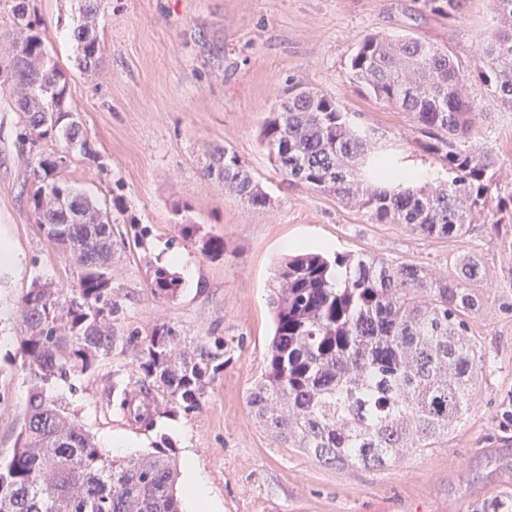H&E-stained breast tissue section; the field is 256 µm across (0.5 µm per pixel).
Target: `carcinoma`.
I'll return each mask as SVG.
<instances>
[{
    "instance_id": "obj_1",
    "label": "carcinoma",
    "mask_w": 512,
    "mask_h": 512,
    "mask_svg": "<svg viewBox=\"0 0 512 512\" xmlns=\"http://www.w3.org/2000/svg\"><path fill=\"white\" fill-rule=\"evenodd\" d=\"M9 2L5 35L16 68L0 81V94L20 112V136L34 144L60 141L70 158L95 160L69 107L66 75L53 62L41 65L46 27L31 17L29 0ZM492 2L495 22L480 36L481 64L472 79L495 106L512 112V0ZM465 3L419 0V8L457 19ZM97 9V0H84V22L72 31L85 71L103 52ZM349 68L355 86L411 116L420 133L414 143L445 176L434 186L419 184L400 162L404 145L379 143L378 132L354 123L334 97L290 85L260 130L269 162L288 183L347 200L373 224H405L427 238L461 237L482 212L512 207V191L500 195L499 155L470 142L477 113L448 51L369 34ZM67 169L54 153L33 173L35 223L69 253L76 278L66 285L37 280L16 305L30 381L16 446L0 456V512H183L179 464L167 437L150 452L114 459L71 416L64 396L51 391L112 351L117 311L110 212L75 188ZM203 176L223 182L224 194L248 207L270 202L245 161L226 148L213 149ZM199 232L197 224L179 223L182 240L199 243L207 255L224 254V238ZM455 266L448 277L367 254L310 251L283 261L270 299L274 335L247 398L265 431L341 467H397L409 452L440 447L475 404L473 382L486 363L467 321L480 307L469 285L481 266L469 256ZM148 288L155 298L172 299L179 279L155 266ZM231 350L222 336L199 341L158 322L135 360L144 399L137 404L123 389L114 396L118 406L147 428L154 403L190 412Z\"/></svg>"
}]
</instances>
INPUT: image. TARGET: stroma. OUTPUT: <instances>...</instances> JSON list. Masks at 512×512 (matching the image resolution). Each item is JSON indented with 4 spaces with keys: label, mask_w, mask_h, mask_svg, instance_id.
Masks as SVG:
<instances>
[{
    "label": "stroma",
    "mask_w": 512,
    "mask_h": 512,
    "mask_svg": "<svg viewBox=\"0 0 512 512\" xmlns=\"http://www.w3.org/2000/svg\"><path fill=\"white\" fill-rule=\"evenodd\" d=\"M47 28L48 50L66 73L68 102L99 153L75 159V185L114 200L112 263L114 342L85 373L55 386L99 445L128 441L134 454L168 437L178 459L193 456L220 512H474L512 497V209L483 213L465 236L426 238L402 224H373L336 196L289 184L267 159L260 128L278 93L303 84L332 95L344 111L379 135L409 140L413 123L356 91L348 63L368 34L413 37L447 48L460 68L479 62L490 28L491 0H467L461 19L419 13L416 0H100L104 45L96 75L76 65L70 36L80 0H31ZM480 116L474 145L494 146L501 184L512 188V112L490 107L485 88L468 85ZM20 114L0 96V236L16 255L0 266V454L16 445L25 418L28 377L15 336L14 305L35 278L67 283L68 254L40 233L33 211V171L56 142L24 143ZM244 160L271 196L251 208L205 179L214 148ZM224 239L211 257L183 241L178 220ZM326 254L365 252L450 273L476 257L473 289L480 308L468 318L489 366L476 402L440 447L409 455L398 468H342L299 448L280 447L251 414L247 395L265 368L273 332L271 284L291 242ZM180 254L185 265L172 263ZM180 280L175 299H154L149 264ZM161 321L192 337L221 336L231 360L192 412L160 413L154 428L130 422L108 405L110 387L137 389L133 363Z\"/></svg>",
    "instance_id": "obj_1"
}]
</instances>
